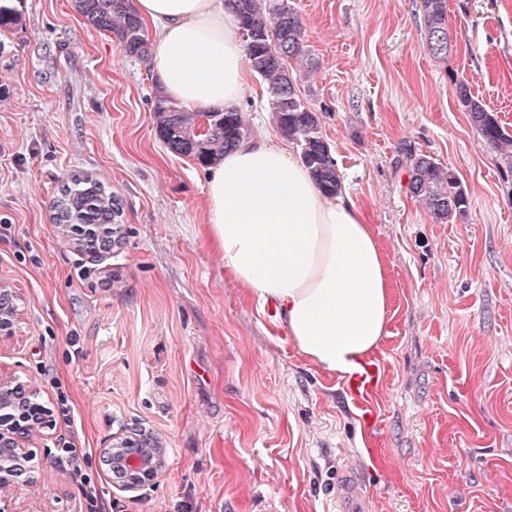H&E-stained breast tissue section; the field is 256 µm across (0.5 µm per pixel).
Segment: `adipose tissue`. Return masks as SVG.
Wrapping results in <instances>:
<instances>
[{
	"label": "adipose tissue",
	"instance_id": "obj_1",
	"mask_svg": "<svg viewBox=\"0 0 512 512\" xmlns=\"http://www.w3.org/2000/svg\"><path fill=\"white\" fill-rule=\"evenodd\" d=\"M150 25L149 67L188 112L265 96L251 79L232 0H133ZM205 235L248 296L274 305L300 353L344 375L387 334L383 255L366 213L328 195L287 144L256 133L206 170Z\"/></svg>",
	"mask_w": 512,
	"mask_h": 512
}]
</instances>
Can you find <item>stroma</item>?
Returning <instances> with one entry per match:
<instances>
[{"label": "stroma", "instance_id": "1", "mask_svg": "<svg viewBox=\"0 0 512 512\" xmlns=\"http://www.w3.org/2000/svg\"><path fill=\"white\" fill-rule=\"evenodd\" d=\"M285 2L316 64L298 69L299 94L384 255L378 430L225 273L202 234L206 168L159 141L147 64L71 0H14L20 22L0 33V282L19 319L0 374L70 407L33 440L24 512H85L83 472L106 512H336L350 475L370 512H512V174L454 93L465 80L512 131V0H448L444 59L420 0ZM406 148L455 171L464 215L436 223L411 196ZM72 175L119 197L112 251L57 233L51 202ZM131 428L165 459L128 491L100 459Z\"/></svg>", "mask_w": 512, "mask_h": 512}]
</instances>
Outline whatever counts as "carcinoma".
Here are the masks:
<instances>
[{"label": "carcinoma", "mask_w": 512, "mask_h": 512, "mask_svg": "<svg viewBox=\"0 0 512 512\" xmlns=\"http://www.w3.org/2000/svg\"><path fill=\"white\" fill-rule=\"evenodd\" d=\"M0 0V31L18 22V13ZM76 12L95 29L115 38L125 54L145 59L149 54L146 26L131 0H74ZM426 46L437 58L448 57V0H421ZM242 41L251 71L266 84L270 112L280 134L300 148L319 188L334 194L342 188L329 143L321 133L317 112L305 106L289 63L303 53V27L298 14L278 0H235ZM459 105L482 140L512 172V133L496 113L472 93L464 80L454 82ZM153 112L156 134L174 154L193 157L207 165L233 149L249 134L241 112H187L155 90ZM411 160L409 190L437 222L467 211L468 196L452 168L427 155L408 153ZM53 223L64 236L75 225L98 224L109 230L121 223L117 197L99 180L72 177L52 202Z\"/></svg>", "instance_id": "1"}]
</instances>
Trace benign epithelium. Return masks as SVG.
I'll use <instances>...</instances> for the list:
<instances>
[{"instance_id":"7a95c632","label":"benign epithelium","mask_w":512,"mask_h":512,"mask_svg":"<svg viewBox=\"0 0 512 512\" xmlns=\"http://www.w3.org/2000/svg\"><path fill=\"white\" fill-rule=\"evenodd\" d=\"M16 291L0 283V341L13 337L18 318ZM52 426L49 407L28 385L0 377V512H18L16 491L35 481L37 453L24 442L38 429ZM112 463L131 472L156 476L164 463V449L138 429H131L103 449Z\"/></svg>"}]
</instances>
